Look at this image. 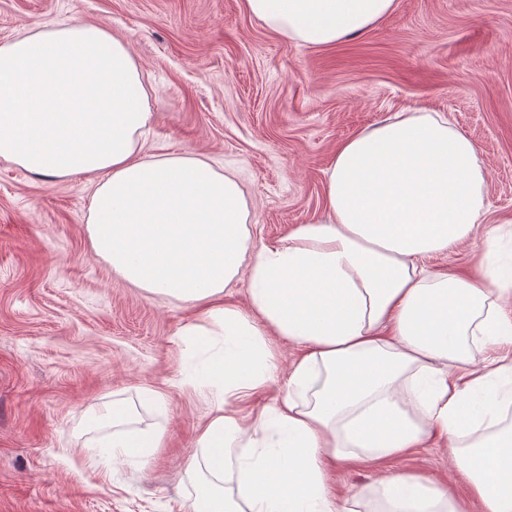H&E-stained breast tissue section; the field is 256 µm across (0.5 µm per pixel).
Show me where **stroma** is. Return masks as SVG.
I'll return each instance as SVG.
<instances>
[{"label": "stroma", "mask_w": 512, "mask_h": 512, "mask_svg": "<svg viewBox=\"0 0 512 512\" xmlns=\"http://www.w3.org/2000/svg\"><path fill=\"white\" fill-rule=\"evenodd\" d=\"M80 19L130 42L152 119L140 153L206 156L242 185L253 245L322 212L337 148L398 112H439L489 172L490 220L512 218V0H396L369 30L316 48L271 30L245 0H0V44ZM92 184L0 159V512H192L206 473L205 399L187 338L202 305L125 285L92 254ZM160 391L165 408L143 403ZM164 428L162 448L112 458L100 411ZM430 436L395 461L467 495ZM382 471L336 466L331 489L373 512Z\"/></svg>", "instance_id": "1"}]
</instances>
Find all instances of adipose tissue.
Returning <instances> with one entry per match:
<instances>
[{"label":"adipose tissue","mask_w":512,"mask_h":512,"mask_svg":"<svg viewBox=\"0 0 512 512\" xmlns=\"http://www.w3.org/2000/svg\"><path fill=\"white\" fill-rule=\"evenodd\" d=\"M270 30L313 47L357 36L395 0H245ZM151 119L128 43L81 20L0 45V158L47 178L96 181L86 231L124 281L203 302L187 336H217L198 388L210 418L196 445L211 475L193 512H353L333 494L336 464L398 459L430 435L448 441L475 512H512V249L485 235L473 273L425 261L473 240L486 216L487 170L447 117L395 114L336 150L320 216L252 248L250 211L230 173L205 156L151 161ZM246 304L222 303L238 277ZM302 346L282 363L272 337ZM273 406L238 403L276 377ZM108 410L106 447L140 457L164 431L123 430ZM231 474L235 492L219 480ZM384 512H462L428 478L392 471Z\"/></svg>","instance_id":"obj_1"}]
</instances>
